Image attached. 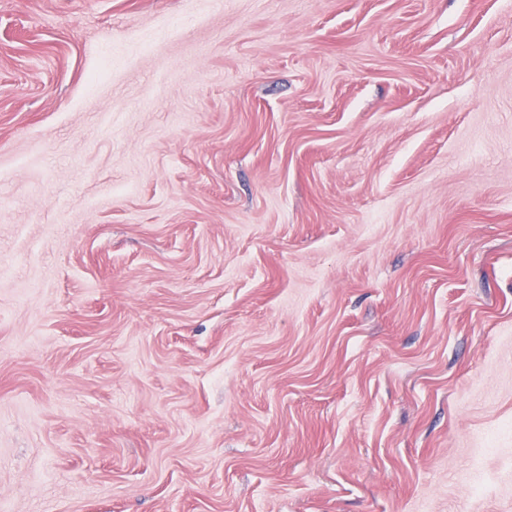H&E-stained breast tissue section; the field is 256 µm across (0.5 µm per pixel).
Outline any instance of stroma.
I'll return each instance as SVG.
<instances>
[{"label":"stroma","instance_id":"stroma-1","mask_svg":"<svg viewBox=\"0 0 512 512\" xmlns=\"http://www.w3.org/2000/svg\"><path fill=\"white\" fill-rule=\"evenodd\" d=\"M0 512H512V0H0Z\"/></svg>","mask_w":512,"mask_h":512}]
</instances>
